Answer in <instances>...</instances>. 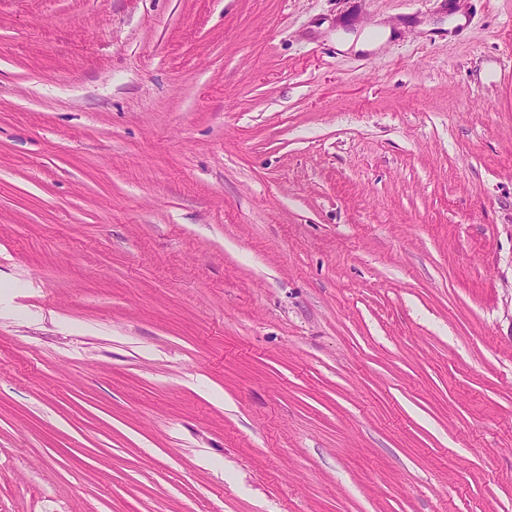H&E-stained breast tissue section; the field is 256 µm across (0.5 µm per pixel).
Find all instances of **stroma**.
<instances>
[{
  "mask_svg": "<svg viewBox=\"0 0 512 512\" xmlns=\"http://www.w3.org/2000/svg\"><path fill=\"white\" fill-rule=\"evenodd\" d=\"M510 51L512 0H0V512H512Z\"/></svg>",
  "mask_w": 512,
  "mask_h": 512,
  "instance_id": "35a3bbf8",
  "label": "stroma"
}]
</instances>
